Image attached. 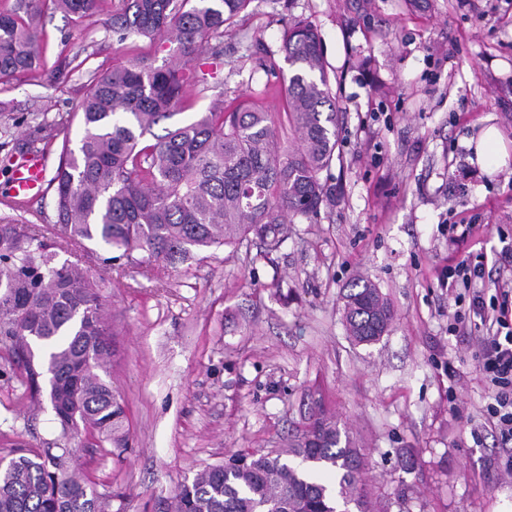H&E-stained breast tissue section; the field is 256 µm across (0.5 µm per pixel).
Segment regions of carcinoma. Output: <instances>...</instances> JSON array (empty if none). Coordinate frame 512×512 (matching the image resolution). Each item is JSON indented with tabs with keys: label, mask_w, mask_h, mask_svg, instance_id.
<instances>
[{
	"label": "carcinoma",
	"mask_w": 512,
	"mask_h": 512,
	"mask_svg": "<svg viewBox=\"0 0 512 512\" xmlns=\"http://www.w3.org/2000/svg\"><path fill=\"white\" fill-rule=\"evenodd\" d=\"M77 22L99 0H52ZM252 0H118L103 20L118 42L167 38L174 59L161 67L128 60L91 79L77 104L83 134L63 142L52 182L56 221L50 226L0 219V341L26 369L30 396L48 399L62 436L120 445L127 416L106 362L112 328L101 285L68 259L62 244L90 242L143 256L137 265L176 266L213 248L254 237L273 247L298 219L331 202L321 174L336 150L338 110L330 92L322 38L295 18L282 36L290 75L285 80L288 144L275 121L247 101L201 112L190 123L146 135L174 115L190 82L207 73L191 64L220 61L209 38L224 32ZM42 0H18L0 14V81L40 65L37 31ZM349 335L372 343L393 314L378 288L363 279L345 295ZM340 421L323 410L294 436L289 455L234 453L179 485L168 512H374L360 476L367 455ZM0 457V512H104L105 495L70 469L73 449Z\"/></svg>",
	"instance_id": "obj_1"
}]
</instances>
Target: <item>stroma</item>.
<instances>
[{
  "label": "stroma",
  "mask_w": 512,
  "mask_h": 512,
  "mask_svg": "<svg viewBox=\"0 0 512 512\" xmlns=\"http://www.w3.org/2000/svg\"><path fill=\"white\" fill-rule=\"evenodd\" d=\"M113 3L79 22L46 13L41 68L0 82V217L54 223V188L9 197L12 161L39 152L56 168L63 140L82 135L71 114L94 72L171 55L168 42L117 43L102 25ZM293 17L321 35L341 114L335 201L276 248L221 246L175 270L88 245L81 267L112 316L106 369L129 430L122 448L69 440L78 468L105 512H165L181 482L234 452L287 456L319 402L365 446V488L388 512H512L481 348L451 334L443 279L464 250L485 258V288L512 281V165L484 170L467 147L493 125L512 153V0H252L220 38L221 82L190 86L171 125L247 99L287 137L280 47ZM63 61L67 77L52 82ZM452 224L476 227L463 248L448 241ZM359 277L394 311L369 344L344 322ZM59 441L49 402L33 404L22 363L0 346V454Z\"/></svg>",
  "instance_id": "stroma-1"
}]
</instances>
